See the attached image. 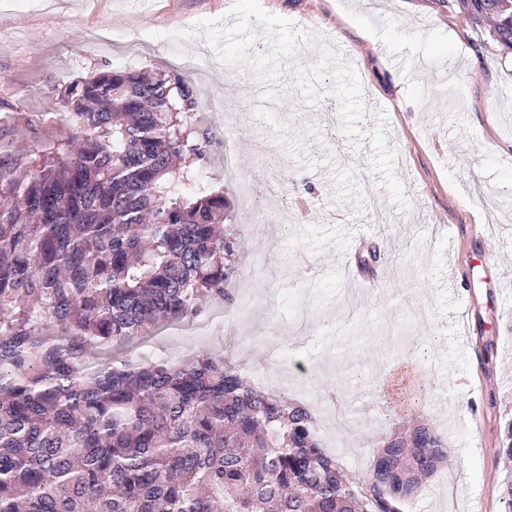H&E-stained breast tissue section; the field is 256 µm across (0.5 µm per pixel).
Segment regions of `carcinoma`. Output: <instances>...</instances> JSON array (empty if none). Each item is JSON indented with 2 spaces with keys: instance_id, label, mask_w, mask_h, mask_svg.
<instances>
[{
  "instance_id": "carcinoma-1",
  "label": "carcinoma",
  "mask_w": 512,
  "mask_h": 512,
  "mask_svg": "<svg viewBox=\"0 0 512 512\" xmlns=\"http://www.w3.org/2000/svg\"><path fill=\"white\" fill-rule=\"evenodd\" d=\"M462 3L512 51V0ZM198 109L182 77L101 71L64 89L41 163L0 153V512H399L448 460L432 424L382 440L359 495L314 409L224 356H95L233 301Z\"/></svg>"
}]
</instances>
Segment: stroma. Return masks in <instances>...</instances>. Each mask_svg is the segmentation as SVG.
I'll use <instances>...</instances> for the list:
<instances>
[{
	"label": "stroma",
	"instance_id": "stroma-1",
	"mask_svg": "<svg viewBox=\"0 0 512 512\" xmlns=\"http://www.w3.org/2000/svg\"><path fill=\"white\" fill-rule=\"evenodd\" d=\"M181 75L223 132L207 181L223 189L240 258L263 255L242 322L118 349L143 361L224 355L260 390L309 403L323 447L353 488L392 429L432 422L446 467L402 512L480 501L499 512L512 475L499 454L512 420V54L461 0H0V150L32 154L63 136L28 127L73 80L119 67ZM390 223L373 229L364 182ZM374 287L346 275L344 253ZM473 305L471 336L455 317ZM415 366L397 394L383 381Z\"/></svg>",
	"mask_w": 512,
	"mask_h": 512
}]
</instances>
